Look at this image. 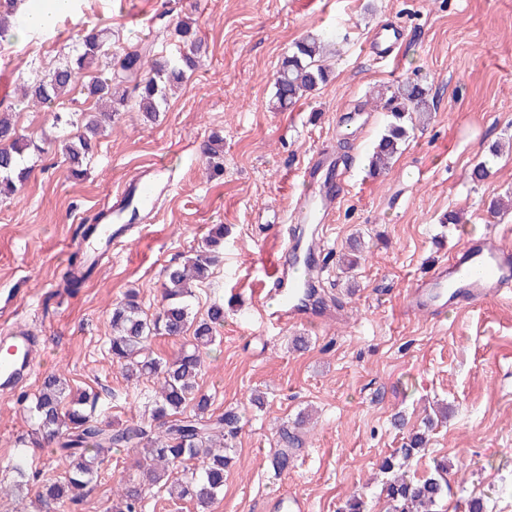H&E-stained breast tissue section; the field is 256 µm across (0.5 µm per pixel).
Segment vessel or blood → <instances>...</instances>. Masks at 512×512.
Wrapping results in <instances>:
<instances>
[{
  "label": "vessel or blood",
  "instance_id": "obj_1",
  "mask_svg": "<svg viewBox=\"0 0 512 512\" xmlns=\"http://www.w3.org/2000/svg\"><path fill=\"white\" fill-rule=\"evenodd\" d=\"M403 36L401 29L385 27L370 43L374 60L391 58ZM336 160L326 152L312 156L301 175L308 183L310 199L298 201L293 223L309 226L321 223L334 209L336 195L325 181L334 171ZM170 184L161 173L138 172L132 175L126 189L136 198L145 222H153L159 197ZM102 224L95 235L81 238L79 245L91 260L111 254L113 247L124 242L130 230L123 222V208L116 205L103 209ZM322 250V241L290 238L281 245V256L270 262L265 278L268 291L276 301V310L269 319L275 324H296L308 318L322 317L318 304L302 303L307 285L301 271H313L315 257ZM512 292V249L501 244L495 233L466 240L454 250L429 277L419 281L408 293L407 305L415 313L437 318L451 307L474 308L484 302ZM40 336L20 324L0 330V393L15 392L31 377L37 363Z\"/></svg>",
  "mask_w": 512,
  "mask_h": 512
}]
</instances>
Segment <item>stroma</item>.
Segmentation results:
<instances>
[{
	"mask_svg": "<svg viewBox=\"0 0 512 512\" xmlns=\"http://www.w3.org/2000/svg\"><path fill=\"white\" fill-rule=\"evenodd\" d=\"M190 22L204 58L170 98L159 121L128 103L104 125L81 178H71L58 146L83 130L96 104L76 85L52 109L19 102L17 88L43 77L85 27L109 42L145 43L158 56L174 53L171 30ZM386 23L405 39L388 61H374L369 43ZM326 35L334 48L329 81L283 111L271 98L282 59L305 35ZM21 134L43 148L27 160L22 192L0 201V326L24 323L42 338V357L21 394L50 374L72 393L99 396L96 415L114 423L141 417L152 381L126 379L113 366L109 343L113 304L136 290L155 313L162 272L183 263L209 228L224 225V258L194 283L192 309L204 316L224 300L221 341L197 379L210 411L235 409L241 428L224 474V497L211 512H270L274 498L298 496L309 512H337L363 493L369 512H386L378 464L401 447L392 425L402 414L419 426L436 406L447 422L410 460L412 476H429L437 460L452 468L439 512H467L470 497L486 512H512V298L447 311L441 320L410 312L407 294L465 238L487 225L506 228L512 213L494 217L493 200L512 194V0H76L55 27L0 47ZM427 80L433 109L415 125L389 171L373 178L366 161L383 129L374 92L404 78ZM71 112L60 125L55 113ZM224 138V175L210 177L200 147ZM504 150L494 156L493 143ZM328 149L350 174L323 231L327 263L320 274V323L272 327L255 305L263 254L276 243L272 219H286L303 191L308 159ZM486 160L488 175L467 173ZM159 167L173 179L154 223L135 231L97 265L78 291L64 278L81 225L114 204L127 178ZM464 212L463 226L441 223ZM362 242L358 265L343 273L350 239ZM305 348L294 349V337ZM0 396V485L11 486L7 463L16 440L31 429L20 396ZM264 398L263 406L251 395ZM305 445L290 470L270 460L279 429L301 415ZM138 450L113 451L93 488L65 512H108L121 482L140 477Z\"/></svg>",
	"mask_w": 512,
	"mask_h": 512,
	"instance_id": "1",
	"label": "stroma"
}]
</instances>
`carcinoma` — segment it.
<instances>
[{"label":"carcinoma","mask_w":512,"mask_h":512,"mask_svg":"<svg viewBox=\"0 0 512 512\" xmlns=\"http://www.w3.org/2000/svg\"><path fill=\"white\" fill-rule=\"evenodd\" d=\"M18 14V0L0 3V41ZM181 44L172 57L153 59L151 48L129 45L119 53L109 54L103 33L95 28L86 31L65 63L47 77L21 90V101L41 107H51L56 100L76 85L86 70L102 58L107 76L98 77L88 85V94L106 103L100 118L84 124V132L75 141L61 146L72 176L83 174V164L95 147L101 123L115 120L128 102V87L134 82L136 104L151 122L158 121L164 111L168 91L185 80V73L196 68L202 51L201 40L191 33L190 24L178 27ZM326 40L308 36L294 45L277 72L274 83V105L285 108L296 104L317 90L329 79V70L319 63ZM383 109L389 120L374 146L369 159L370 173L379 176L388 161L400 150L409 133L413 116L424 118L431 111L426 88L420 80H407L385 96ZM12 109L0 111V195L20 193L30 168L25 166L28 153L42 151L40 145L23 138L11 119ZM202 156L213 174L224 172V139L218 135L202 146ZM224 249V225L217 224L198 249L183 264L170 265L164 270L163 303L151 319L143 316L136 293L131 292L112 308L110 340L112 363L120 367L131 380L142 377L157 380V388L147 402L148 420L133 422L118 428L98 422L93 412L97 396L83 394L70 397L68 385L60 377L44 379L33 398L25 399L33 423L31 433L16 440L10 468L14 473L11 492L32 491L40 506L61 507L81 500L98 478L103 459L119 448H137L145 461L149 485L169 489L178 499H189L198 512H208L224 494V472L228 467V440L240 430L241 417L227 409L214 416L209 413V398L199 392L197 379L203 353L214 345L219 329L224 325V304L215 301L206 316H192L189 298L193 296L191 281L204 279L219 261ZM75 270L66 287H79L91 268L79 253L71 257ZM193 330V340L183 346L171 360L156 358L149 352L155 336H181ZM433 420L425 418L410 430L402 446L382 459L379 468L390 475L383 492L389 504L388 512H438V505L448 490L450 465L445 460L435 464L426 478L414 479L401 472L407 461L425 448L426 430ZM282 448L274 455L273 467L288 470L291 448L301 444L300 436L280 428ZM44 448L59 456L61 469L55 478H41L33 471L36 451ZM182 468L180 477L172 480V471ZM146 488L140 483L120 486L117 500L110 512H143Z\"/></svg>","instance_id":"cac0c4a2"}]
</instances>
